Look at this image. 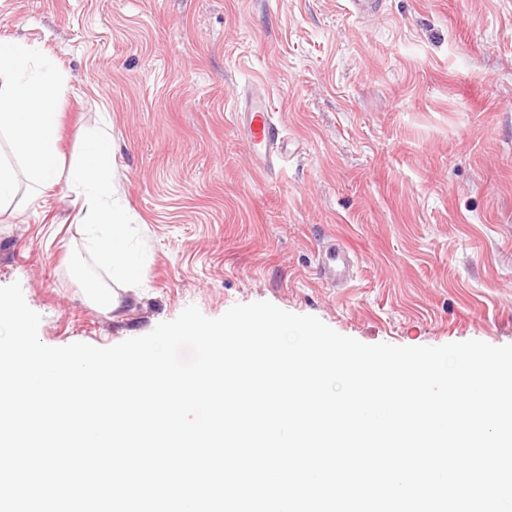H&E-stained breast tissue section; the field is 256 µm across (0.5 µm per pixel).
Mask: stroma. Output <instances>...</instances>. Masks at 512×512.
I'll return each instance as SVG.
<instances>
[{"instance_id":"35a3bbf8","label":"stroma","mask_w":512,"mask_h":512,"mask_svg":"<svg viewBox=\"0 0 512 512\" xmlns=\"http://www.w3.org/2000/svg\"><path fill=\"white\" fill-rule=\"evenodd\" d=\"M0 0V36L69 76L60 149L115 146L112 203L144 275L111 310L66 178L0 210V286L52 347H108L195 305L267 301L373 345L512 344V0ZM268 89L292 139L261 175L235 93ZM350 250L349 287L318 250ZM318 270L322 281L331 287L346 288L351 281V257L348 249L338 240L323 244L318 252Z\"/></svg>"}]
</instances>
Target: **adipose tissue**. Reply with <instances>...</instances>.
Listing matches in <instances>:
<instances>
[{"instance_id": "adipose-tissue-1", "label": "adipose tissue", "mask_w": 512, "mask_h": 512, "mask_svg": "<svg viewBox=\"0 0 512 512\" xmlns=\"http://www.w3.org/2000/svg\"><path fill=\"white\" fill-rule=\"evenodd\" d=\"M68 77L35 45L18 36L0 37V208L9 206L20 186L33 193L50 189L62 163L57 105ZM114 150L109 136L90 143L79 168L68 179L82 197L81 222L90 232V246L108 269L113 284L91 288L100 305L118 308V285L142 275L125 248L126 224L112 206Z\"/></svg>"}]
</instances>
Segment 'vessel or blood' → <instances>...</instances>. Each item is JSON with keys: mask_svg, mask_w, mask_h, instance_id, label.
Instances as JSON below:
<instances>
[{"mask_svg": "<svg viewBox=\"0 0 512 512\" xmlns=\"http://www.w3.org/2000/svg\"><path fill=\"white\" fill-rule=\"evenodd\" d=\"M233 115L251 149L256 167L268 174L281 166L288 156L290 141L267 93L260 88L250 90L241 100L236 101ZM318 256L322 281L334 288L347 287L352 270L348 249L338 240L332 239L323 244Z\"/></svg>", "mask_w": 512, "mask_h": 512, "instance_id": "obj_1", "label": "vessel or blood"}]
</instances>
